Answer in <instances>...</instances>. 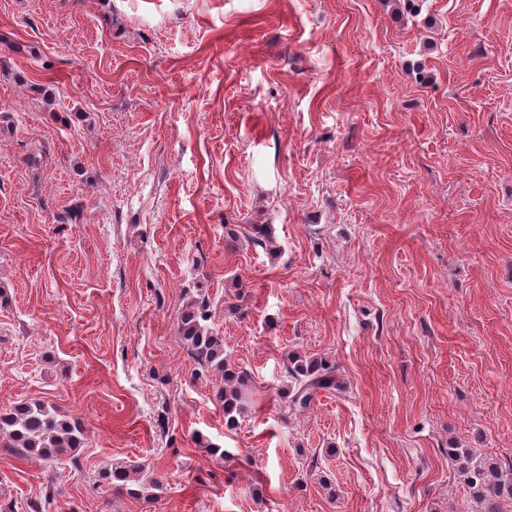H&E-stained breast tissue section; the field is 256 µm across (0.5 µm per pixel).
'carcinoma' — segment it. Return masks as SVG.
Here are the masks:
<instances>
[{"label": "carcinoma", "instance_id": "cac0c4a2", "mask_svg": "<svg viewBox=\"0 0 512 512\" xmlns=\"http://www.w3.org/2000/svg\"><path fill=\"white\" fill-rule=\"evenodd\" d=\"M211 318L210 302L199 296L182 309L177 318L176 333L201 370L217 372L224 380L216 398L224 407L225 427L232 430L253 395L251 378L224 358V337L212 327ZM285 371L288 374V407L296 412L308 409L320 392L344 391L335 362L326 358L289 357ZM0 439L3 447L16 455L45 459L70 455L85 444L82 426L60 415L42 400L1 409ZM448 456L454 458L471 497L484 505V512H502L499 500L503 497L512 500V466L504 468L490 458H478L470 451L458 448L448 449ZM103 480L114 495L126 494L145 500L153 497V485L136 479L122 464L112 465L104 473Z\"/></svg>", "mask_w": 512, "mask_h": 512}]
</instances>
